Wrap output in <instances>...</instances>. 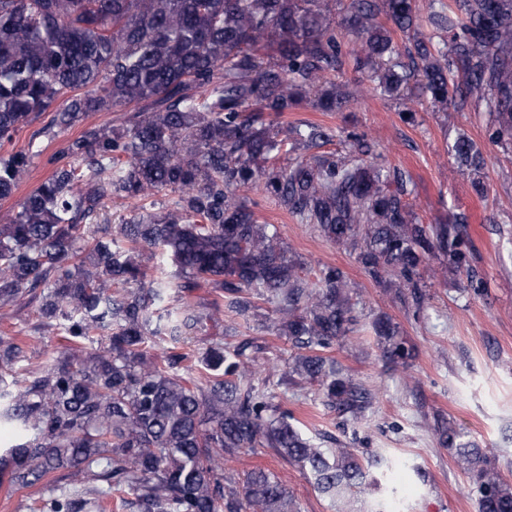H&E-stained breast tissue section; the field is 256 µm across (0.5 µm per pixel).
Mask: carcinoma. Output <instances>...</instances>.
Instances as JSON below:
<instances>
[{
  "mask_svg": "<svg viewBox=\"0 0 512 512\" xmlns=\"http://www.w3.org/2000/svg\"><path fill=\"white\" fill-rule=\"evenodd\" d=\"M425 23L428 35L414 0H0V143L58 101L43 128L51 139L89 112L134 111L68 142L52 174L0 221V308L37 298L43 325L66 341L24 372L23 347L0 336V423L19 431L0 454V482L46 481L41 512H73L69 485L48 481L61 470L86 477L83 499L110 497L121 509L240 512L225 498L224 461L270 448L334 504L378 484L371 472L383 459L365 464L295 429L254 342L177 344L205 331L207 317L188 301L197 289L238 315L262 300L272 310L261 326L296 349L289 379L318 384L326 406L355 419L369 405L330 356L357 322L346 273L324 265L309 277L241 197L254 188L417 304L436 252L477 287L459 225L417 223L403 175L371 155L365 135L312 123L283 132L271 120L310 95L323 112L343 111L360 92L339 82L351 64L390 97L413 80L416 98L441 110L472 99L488 113L487 142L511 149L512 0L442 2ZM336 138L343 155L268 166L287 144L309 150ZM448 153L484 196L481 148L460 134ZM32 156L0 157V199L15 194ZM160 194L174 195L171 204H140ZM114 196L133 201V217L90 223ZM152 249L176 274L147 275ZM373 330L386 357L408 365L397 326L380 319ZM435 434L480 512H512V480L487 449L449 423ZM244 494L248 512H296L271 471L248 472Z\"/></svg>",
  "mask_w": 512,
  "mask_h": 512,
  "instance_id": "cac0c4a2",
  "label": "carcinoma"
}]
</instances>
